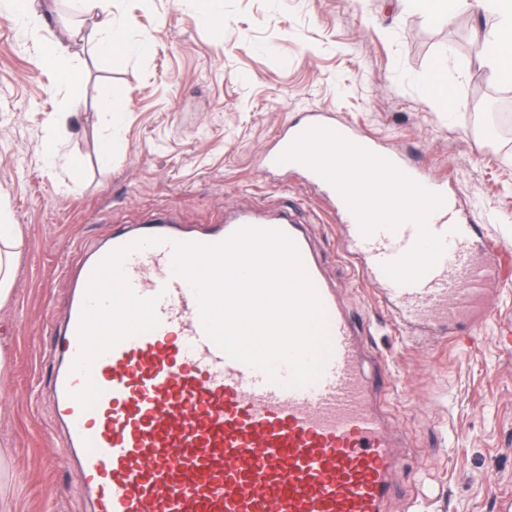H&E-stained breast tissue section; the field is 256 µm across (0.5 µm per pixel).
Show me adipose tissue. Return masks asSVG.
<instances>
[{
    "mask_svg": "<svg viewBox=\"0 0 512 512\" xmlns=\"http://www.w3.org/2000/svg\"><path fill=\"white\" fill-rule=\"evenodd\" d=\"M407 3L432 19L448 18L474 8L480 10L487 18L475 30L481 55L498 77H512V0H407ZM74 6L81 14L99 18L98 47L103 53L116 56L129 50L124 26L112 19L111 0H74ZM422 90L442 111H455L458 87L446 65H437L424 77Z\"/></svg>",
    "mask_w": 512,
    "mask_h": 512,
    "instance_id": "ef3b65f1",
    "label": "adipose tissue"
}]
</instances>
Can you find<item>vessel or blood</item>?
<instances>
[{
	"mask_svg": "<svg viewBox=\"0 0 512 512\" xmlns=\"http://www.w3.org/2000/svg\"><path fill=\"white\" fill-rule=\"evenodd\" d=\"M262 169L300 172L327 191L402 322L444 328L490 315L480 286L459 285L477 269L476 227L457 217L443 179L320 112L283 133ZM244 228L284 231L298 247L331 323L316 381L291 385L285 365L272 381L230 358L173 272L176 244ZM73 288L54 411L89 512H383L397 444L361 372V338L301 225L257 209L184 231L161 211L92 251Z\"/></svg>",
	"mask_w": 512,
	"mask_h": 512,
	"instance_id": "b4317fda",
	"label": "vessel or blood"
}]
</instances>
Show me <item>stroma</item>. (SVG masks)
<instances>
[{"label":"stroma","mask_w":512,"mask_h":512,"mask_svg":"<svg viewBox=\"0 0 512 512\" xmlns=\"http://www.w3.org/2000/svg\"><path fill=\"white\" fill-rule=\"evenodd\" d=\"M61 2L36 29L0 7V222L22 238L0 307V483L16 490L18 512H82L51 410L52 348L81 261L161 207L201 230L256 203L303 225L363 340L364 376L401 443L384 512H497L512 493V137L475 129L496 100L484 60L458 48L451 22L405 0H220L211 20L193 0H112L132 49L111 59L92 21ZM44 38L61 40L77 84L40 65ZM441 63L458 83L452 113L421 90ZM107 95L118 119L98 108ZM313 110L445 178L458 215L507 259L485 285L490 317L462 318L447 335L400 325L350 258L325 193L296 174L260 175L275 138ZM60 112L75 174L42 153Z\"/></svg>","instance_id":"1"}]
</instances>
